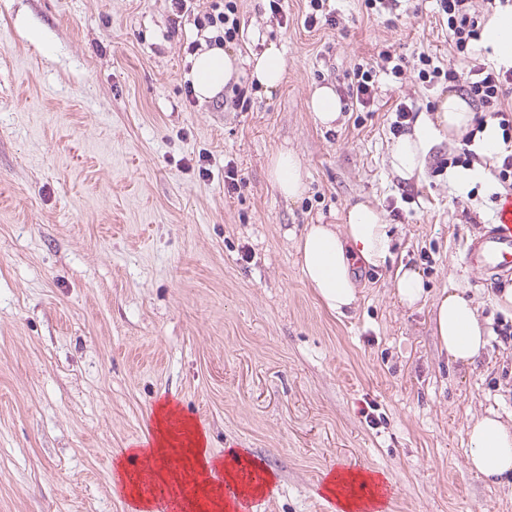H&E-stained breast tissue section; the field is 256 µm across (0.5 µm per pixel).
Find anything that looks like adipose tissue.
<instances>
[{
  "label": "adipose tissue",
  "mask_w": 512,
  "mask_h": 512,
  "mask_svg": "<svg viewBox=\"0 0 512 512\" xmlns=\"http://www.w3.org/2000/svg\"><path fill=\"white\" fill-rule=\"evenodd\" d=\"M480 45L496 65L512 67V10L492 15L483 28ZM192 87L198 98L208 99L224 89L240 70L236 57L222 47H203L191 59ZM250 80L265 93L280 86L285 58L276 43H269L248 61ZM473 112L467 100L452 92L442 97L434 115H419L410 133L392 142L389 155L393 171L403 179L422 173L428 153L443 140L461 138L467 133ZM269 177L286 199L299 198L305 191V173L300 161L289 151L271 157ZM304 280L314 288L319 300L337 314L345 313L357 301L352 280L356 266L381 269L393 259L392 239L382 213L372 204L359 201L346 213L342 228L312 224L302 234L297 247ZM433 334L440 346L457 362L470 364L488 342L489 332L481 325L477 309L457 292H442L433 305ZM180 417L171 401L156 406L152 417V437L136 443L130 454L152 460L148 473L123 471L118 492L130 500L138 512H147V491L171 495L188 494L195 512H238L225 499L221 486L206 480L208 467H220L207 448L204 430L190 419H181L183 436H176L169 423ZM471 471L495 482L512 474V427L496 413L476 418L467 427ZM229 458L247 467L249 481L233 469L224 470V479L241 483V495L248 499L264 497L274 483L273 474L244 451L231 448ZM385 479L382 474L333 471L322 486L323 494L336 499L342 512H355L362 502L376 501Z\"/></svg>",
  "instance_id": "ef3b65f1"
}]
</instances>
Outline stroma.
I'll use <instances>...</instances> for the list:
<instances>
[{"label": "stroma", "mask_w": 512, "mask_h": 512, "mask_svg": "<svg viewBox=\"0 0 512 512\" xmlns=\"http://www.w3.org/2000/svg\"><path fill=\"white\" fill-rule=\"evenodd\" d=\"M247 60L269 42L285 73L248 109L227 89L188 100L197 29L170 0H0V512H132L112 493L114 459L146 437L159 401L177 402L214 457L239 448L275 477L253 512H328L325 475L378 472L390 512H512V476L467 464V425H512V323L460 244L490 223L497 179L462 198L435 145L420 176L391 169L396 103L434 112L445 83L418 76L470 62L454 52L436 0L374 14L329 0L337 25L305 27L304 0H237ZM404 56L399 76L382 52ZM376 69V98L315 122L314 88L344 95ZM294 153L306 189L288 200L268 175ZM242 179L224 190V167ZM206 175H199V168ZM384 213L395 259L427 300L400 303L390 271L356 268L358 300L330 312L300 272L311 224L349 205ZM472 300L490 329L470 365L431 327L442 290Z\"/></svg>", "instance_id": "stroma-1"}]
</instances>
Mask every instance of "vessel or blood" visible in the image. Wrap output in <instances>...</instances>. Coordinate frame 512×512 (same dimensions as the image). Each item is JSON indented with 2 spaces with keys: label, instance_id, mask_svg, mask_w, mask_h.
I'll return each mask as SVG.
<instances>
[{
  "label": "vessel or blood",
  "instance_id": "obj_1",
  "mask_svg": "<svg viewBox=\"0 0 512 512\" xmlns=\"http://www.w3.org/2000/svg\"><path fill=\"white\" fill-rule=\"evenodd\" d=\"M462 263L490 280L512 279V194L500 197L490 224L463 240Z\"/></svg>",
  "mask_w": 512,
  "mask_h": 512
}]
</instances>
